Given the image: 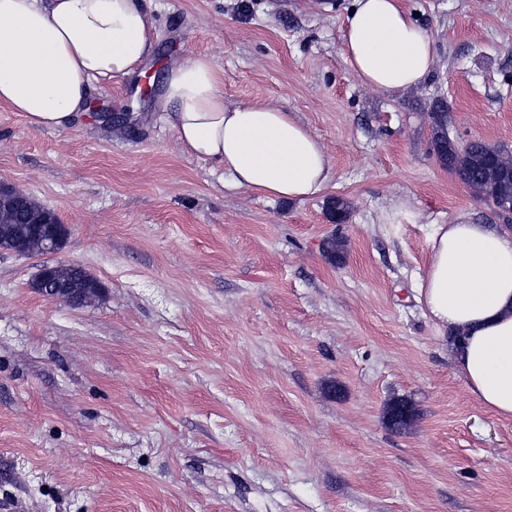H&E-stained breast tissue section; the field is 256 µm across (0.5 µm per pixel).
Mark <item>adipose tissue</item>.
<instances>
[{"mask_svg":"<svg viewBox=\"0 0 512 512\" xmlns=\"http://www.w3.org/2000/svg\"><path fill=\"white\" fill-rule=\"evenodd\" d=\"M159 34L152 0H0V105L48 130L70 128L99 84L141 74ZM343 56L362 84L388 94L422 86L434 40L402 0H353ZM160 109L183 148L240 188L305 200L331 174L317 136L273 103L224 100V71L205 55L168 62ZM423 315L455 334L456 376L490 412L512 420V228L463 218L435 225Z\"/></svg>","mask_w":512,"mask_h":512,"instance_id":"adipose-tissue-1","label":"adipose tissue"}]
</instances>
